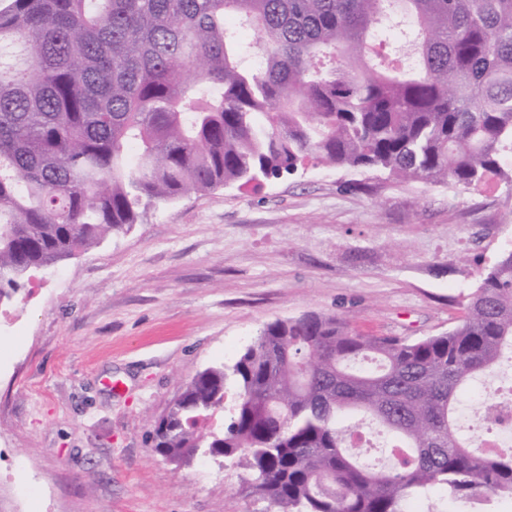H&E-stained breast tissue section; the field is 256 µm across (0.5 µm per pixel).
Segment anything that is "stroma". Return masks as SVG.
<instances>
[{
  "label": "stroma",
  "mask_w": 512,
  "mask_h": 512,
  "mask_svg": "<svg viewBox=\"0 0 512 512\" xmlns=\"http://www.w3.org/2000/svg\"><path fill=\"white\" fill-rule=\"evenodd\" d=\"M511 249L506 180L310 165L151 208L0 307V512H265L230 461L156 452L185 384L277 319L335 315L408 341L447 332Z\"/></svg>",
  "instance_id": "stroma-1"
}]
</instances>
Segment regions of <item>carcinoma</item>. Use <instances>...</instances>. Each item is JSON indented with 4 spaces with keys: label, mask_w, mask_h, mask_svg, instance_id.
Here are the masks:
<instances>
[{
    "label": "carcinoma",
    "mask_w": 512,
    "mask_h": 512,
    "mask_svg": "<svg viewBox=\"0 0 512 512\" xmlns=\"http://www.w3.org/2000/svg\"><path fill=\"white\" fill-rule=\"evenodd\" d=\"M259 37L245 43L239 28ZM411 45L417 64L383 62ZM512 0H0V305L31 273L192 193L308 161L403 181L512 180ZM374 357L377 370L357 365ZM512 360V250L446 333L266 324L198 372L153 431L163 458L244 470L267 512H408L442 490L512 498V450L474 453L460 389ZM383 428L363 465L341 416Z\"/></svg>",
    "instance_id": "obj_1"
}]
</instances>
